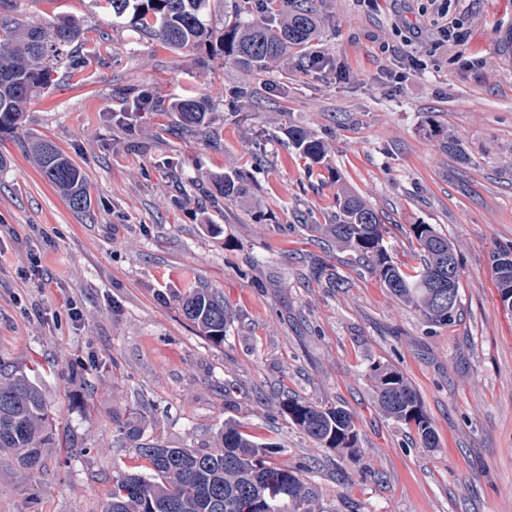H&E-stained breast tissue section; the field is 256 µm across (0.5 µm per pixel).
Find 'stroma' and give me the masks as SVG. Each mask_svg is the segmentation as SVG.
Masks as SVG:
<instances>
[{
  "label": "stroma",
  "instance_id": "1",
  "mask_svg": "<svg viewBox=\"0 0 512 512\" xmlns=\"http://www.w3.org/2000/svg\"><path fill=\"white\" fill-rule=\"evenodd\" d=\"M312 6L308 49L260 72L204 46L170 51L97 0H16L36 24L77 19L86 65L54 69L0 134V364L38 381L52 436L34 475L0 455V512H102L116 469L137 464L116 426L135 412L168 448L213 447L228 420L283 444L288 463L310 462L329 512H512V310L491 262L512 244V0H451L458 38L441 47L432 0ZM134 90L164 106L128 128ZM188 95L212 99L213 138L181 129L172 107ZM294 127L325 143L322 163L301 158ZM34 138L80 168L85 212L40 176ZM224 172L247 194L222 197L211 178ZM345 190L379 214L400 260L416 224L455 244L453 325H430L316 232ZM192 278L233 314L223 342L181 312ZM378 364L416 389L437 447L379 409ZM294 396L350 410L358 456L291 424L280 404Z\"/></svg>",
  "mask_w": 512,
  "mask_h": 512
}]
</instances>
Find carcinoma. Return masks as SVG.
Instances as JSON below:
<instances>
[{
	"instance_id": "carcinoma-1",
	"label": "carcinoma",
	"mask_w": 512,
	"mask_h": 512,
	"mask_svg": "<svg viewBox=\"0 0 512 512\" xmlns=\"http://www.w3.org/2000/svg\"><path fill=\"white\" fill-rule=\"evenodd\" d=\"M112 16L172 51L217 44L224 60L243 69H262L302 49L315 36L317 20L311 6L282 0L276 12H264L252 0H104ZM230 8L220 32L209 17L215 9ZM80 27L63 21L47 27L32 26L15 16L12 0H0V133L22 120L28 100L43 91L51 62L64 48L79 41ZM157 100L147 94L130 102V114L152 111ZM208 101L188 96L174 105L179 120L191 132L204 123ZM289 136L304 157L321 162L325 146L312 133L296 128ZM31 157L42 177L81 211L88 199L79 168L52 142L29 144ZM225 197L245 191L238 174L216 179ZM323 231L336 245L353 249L368 263L388 294L419 311L435 326H450L460 311L461 264L455 246L429 224L413 225L420 264L403 271L391 258L385 240L386 225L362 199L346 193L339 203L335 223ZM454 267V292L458 300L448 305V263ZM497 289L503 305L512 308V246L492 252ZM181 307L209 339L224 340L230 314L224 299L194 284L184 289ZM374 382L383 413L399 423L415 426L426 448L437 447V435L423 413L419 397L401 372L377 365ZM292 423L308 438L337 455L357 453L355 418L346 408L313 404L290 398L280 405ZM48 413L37 386L22 372L0 367V452L8 454L24 472L32 471L50 445ZM118 432L133 444L140 469L119 471L112 477V493L105 512H323L318 489L302 473L308 465L290 466L274 458L286 454L275 442H258L244 426L227 422L208 451L165 448L143 440L138 416L118 424Z\"/></svg>"
}]
</instances>
